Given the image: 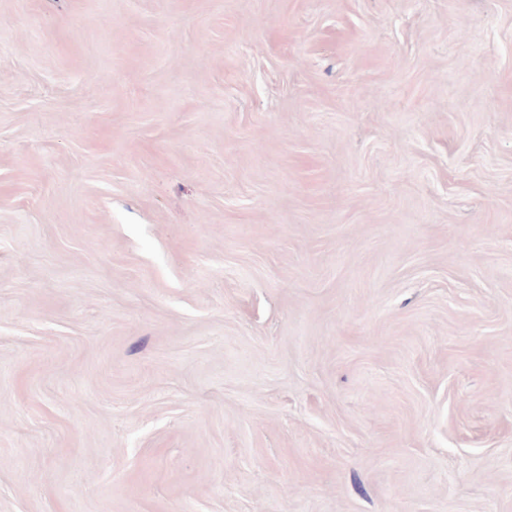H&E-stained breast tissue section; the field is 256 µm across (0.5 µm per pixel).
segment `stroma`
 <instances>
[{"label": "stroma", "instance_id": "35a3bbf8", "mask_svg": "<svg viewBox=\"0 0 512 512\" xmlns=\"http://www.w3.org/2000/svg\"><path fill=\"white\" fill-rule=\"evenodd\" d=\"M0 512H512V0H0Z\"/></svg>", "mask_w": 512, "mask_h": 512}]
</instances>
